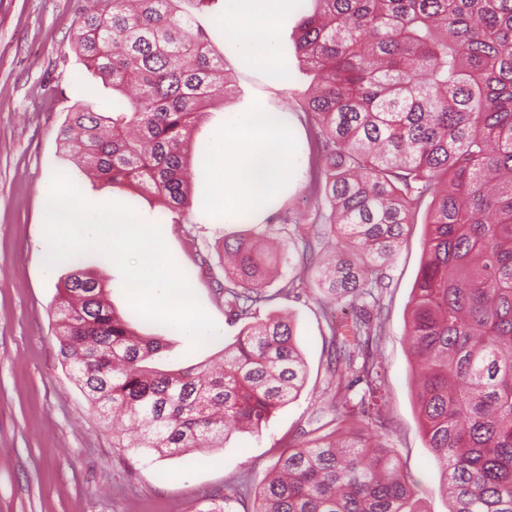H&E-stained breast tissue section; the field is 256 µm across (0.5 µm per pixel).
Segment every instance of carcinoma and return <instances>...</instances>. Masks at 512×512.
<instances>
[{
  "instance_id": "obj_1",
  "label": "carcinoma",
  "mask_w": 512,
  "mask_h": 512,
  "mask_svg": "<svg viewBox=\"0 0 512 512\" xmlns=\"http://www.w3.org/2000/svg\"><path fill=\"white\" fill-rule=\"evenodd\" d=\"M182 0H84L70 49L125 101L67 113L64 150L92 176L189 211L187 138L239 90ZM298 66L315 88L328 222L286 234L256 224L224 242V311L245 326L223 364L159 370L167 349L109 302L80 259L56 303L59 355L119 445L167 456L261 431L307 369L277 294L317 279L356 309L329 326V421L288 443L252 512H424L390 446L381 344L394 257L420 206L428 231L407 339L421 432L449 512H512V0H304ZM332 426V434L317 431Z\"/></svg>"
}]
</instances>
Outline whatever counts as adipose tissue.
Here are the masks:
<instances>
[{
    "instance_id": "ef3b65f1",
    "label": "adipose tissue",
    "mask_w": 512,
    "mask_h": 512,
    "mask_svg": "<svg viewBox=\"0 0 512 512\" xmlns=\"http://www.w3.org/2000/svg\"><path fill=\"white\" fill-rule=\"evenodd\" d=\"M226 2L220 23L228 41L252 66L276 73V33L295 0ZM298 164L287 121L259 109L225 113L223 129L213 136L206 203L224 223L251 219L284 193Z\"/></svg>"
}]
</instances>
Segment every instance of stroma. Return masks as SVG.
Listing matches in <instances>:
<instances>
[{"label": "stroma", "mask_w": 512, "mask_h": 512, "mask_svg": "<svg viewBox=\"0 0 512 512\" xmlns=\"http://www.w3.org/2000/svg\"><path fill=\"white\" fill-rule=\"evenodd\" d=\"M78 8V0H0V512H186L197 503L221 502L228 486L245 494L236 512H248L255 489L289 439L309 429L312 412L324 404L329 379L326 321L336 304L312 280L298 294L271 302V309L293 314L308 376L300 394L279 407L261 432L235 431L223 447L162 458L119 447L111 422L92 411L58 356L54 307L58 285L73 263L64 261L48 273L39 262L46 207L41 189L54 172L77 177L88 198L112 201L126 196L125 187L83 175L60 148L59 131L73 105L86 103L98 112L112 105L111 89L70 50ZM196 15L239 95L207 109L191 132V210L164 216L151 198L140 200L135 211L160 226L201 308L216 324V339L197 345L187 336L169 333L164 324L145 322L129 306L119 270L101 261L94 265L115 308L140 333L166 338L167 351L154 361L164 370L217 360L221 340H232L241 329L225 314L213 276L224 264L225 241L244 227L216 223L202 203L209 190L212 136L223 128L225 113L260 108L287 117L304 160L262 223L279 226L284 213L322 221L321 204L308 188L316 174L317 143L305 102L310 79L296 59L299 13L288 14L280 25L277 53L282 69L274 76L251 66L226 40L215 17ZM424 235V224L412 226L391 271L383 342L394 425L390 443L426 512H448L441 472L418 423L406 337ZM204 456L211 458V465H200Z\"/></svg>", "instance_id": "1"}]
</instances>
